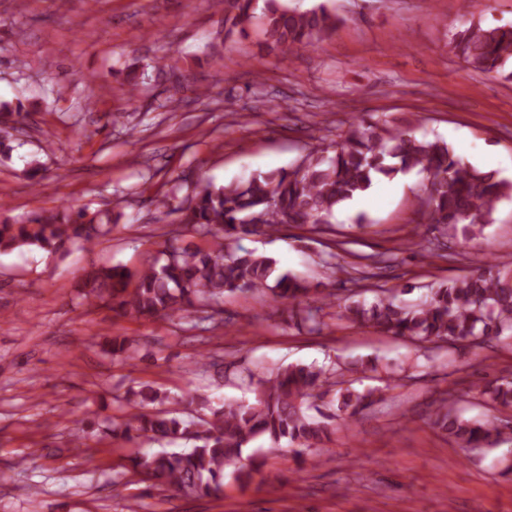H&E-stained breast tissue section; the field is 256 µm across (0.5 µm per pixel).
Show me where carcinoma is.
<instances>
[{
	"label": "carcinoma",
	"mask_w": 512,
	"mask_h": 512,
	"mask_svg": "<svg viewBox=\"0 0 512 512\" xmlns=\"http://www.w3.org/2000/svg\"><path fill=\"white\" fill-rule=\"evenodd\" d=\"M255 0H224V36L229 37L251 17ZM337 18L321 5L307 12L269 8L264 15L268 46L283 51L309 46L330 35ZM452 50L473 70L497 73L512 79V26L472 24L457 32ZM379 121L361 118L349 123L340 142L322 143L311 149L293 170L258 174L245 182L220 187L204 186L188 205H173L174 198L159 201L162 209L181 213L183 228L211 239L207 249H189L170 240L154 262L134 275L119 267L92 268L79 285L90 305L106 306L133 318L143 316L184 319L193 313L199 320L215 322L224 292H250L288 305L296 325L310 332L321 330V313L338 307L337 319L351 325L373 327L383 333L418 342L512 339V269L489 265L449 284L433 288L417 303L396 296H379L371 304L346 298L336 303L335 294L319 291L304 279L276 273V261L253 250H229V242L247 236L273 235L285 224L309 233L324 234L331 218L344 203L362 195L380 176H395L413 169L426 174L423 194L417 196L418 212L438 232L434 239L416 243L431 257L450 259L448 229L461 228L466 236L482 231L499 202L512 195V183L491 172L466 164L448 143L423 141L407 132L386 136ZM0 204V251L35 247L49 254L66 251L74 243L89 248L110 231L109 222L88 217L82 207L67 215L48 211L28 221L5 215ZM378 261H358L343 269L349 292L365 288L377 277ZM344 374L336 369L289 365L262 383L253 402H226L214 407L197 392L184 396L187 406L209 410L210 416L188 419L167 411L139 412L123 429L112 428L132 439L130 431L150 440L174 445L192 441L188 450H162L145 454L129 449L128 458L141 482L159 489H175L211 496L224 486V472L235 466V479L249 484L265 482V460L249 458L241 464L244 450L262 437L272 445L287 440L302 448H317L328 425L308 415L304 406L325 386L336 388L338 410L355 416L373 400L374 392L358 393L342 387ZM490 398L512 407V381L496 379L484 389ZM127 400L140 407L163 401L156 391L128 392ZM436 425L464 447H494L503 427L481 420L451 415L445 404L436 411Z\"/></svg>",
	"instance_id": "carcinoma-1"
}]
</instances>
